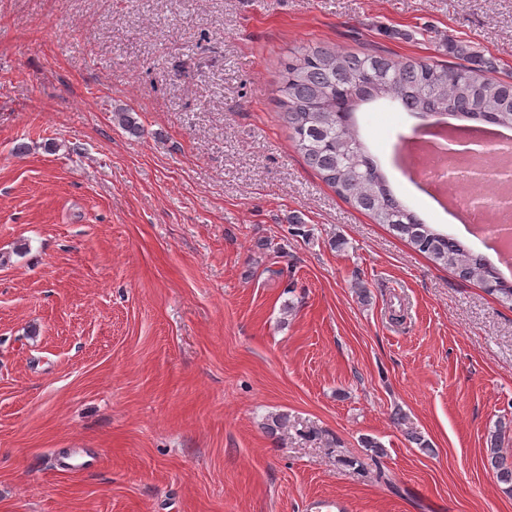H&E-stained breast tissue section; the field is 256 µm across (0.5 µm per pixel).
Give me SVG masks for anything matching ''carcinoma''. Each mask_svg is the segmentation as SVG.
Wrapping results in <instances>:
<instances>
[{"label": "carcinoma", "mask_w": 512, "mask_h": 512, "mask_svg": "<svg viewBox=\"0 0 512 512\" xmlns=\"http://www.w3.org/2000/svg\"><path fill=\"white\" fill-rule=\"evenodd\" d=\"M445 46L459 62L449 65L376 49L305 47L283 64L277 107L295 149L339 197L460 280L475 282L512 305V280L487 256L407 207L355 124L362 105L384 102L422 118L445 116L480 125L491 120L512 130V79L489 76L493 62L468 42L449 39ZM507 431L504 424L490 435L486 466L503 492L512 495V456L501 448Z\"/></svg>", "instance_id": "cac0c4a2"}]
</instances>
